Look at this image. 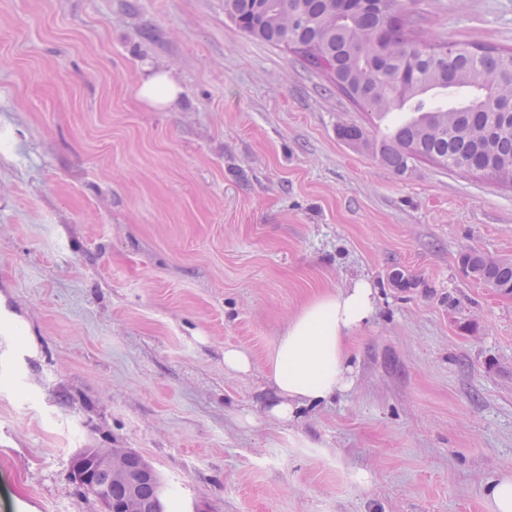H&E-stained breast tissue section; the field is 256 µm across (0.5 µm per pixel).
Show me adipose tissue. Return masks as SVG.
Returning <instances> with one entry per match:
<instances>
[{
  "label": "adipose tissue",
  "instance_id": "1",
  "mask_svg": "<svg viewBox=\"0 0 512 512\" xmlns=\"http://www.w3.org/2000/svg\"><path fill=\"white\" fill-rule=\"evenodd\" d=\"M180 94V86L164 69H150L139 87L141 99L157 110L171 107ZM374 312V291L365 281L321 293L301 307L270 356L269 378L279 397L271 410L273 416L293 420L300 408L328 401L352 388L348 342Z\"/></svg>",
  "mask_w": 512,
  "mask_h": 512
}]
</instances>
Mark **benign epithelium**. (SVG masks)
Wrapping results in <instances>:
<instances>
[{"label": "benign epithelium", "mask_w": 512, "mask_h": 512, "mask_svg": "<svg viewBox=\"0 0 512 512\" xmlns=\"http://www.w3.org/2000/svg\"><path fill=\"white\" fill-rule=\"evenodd\" d=\"M134 455L136 452L129 448H92L88 453L73 458L72 477L90 495L101 502L104 512H142V504L136 492L137 485L141 480L156 479V472L143 458L140 459L139 470H130L129 459ZM101 472L110 480H121L128 484L130 493L121 508L114 506L112 495L102 488V482L98 478Z\"/></svg>", "instance_id": "1"}]
</instances>
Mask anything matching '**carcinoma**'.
<instances>
[{"label":"carcinoma","mask_w":512,"mask_h":512,"mask_svg":"<svg viewBox=\"0 0 512 512\" xmlns=\"http://www.w3.org/2000/svg\"><path fill=\"white\" fill-rule=\"evenodd\" d=\"M410 0H224L239 29L291 49L343 94L379 116L410 107L376 142L362 128L339 129L403 174L420 160L512 185V48L426 39ZM466 274L512 293V261L479 251L460 257Z\"/></svg>","instance_id":"obj_1"}]
</instances>
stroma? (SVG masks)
Segmentation results:
<instances>
[{"label":"stroma","mask_w":512,"mask_h":512,"mask_svg":"<svg viewBox=\"0 0 512 512\" xmlns=\"http://www.w3.org/2000/svg\"><path fill=\"white\" fill-rule=\"evenodd\" d=\"M431 38L512 48V0H415ZM182 93L156 110L147 67ZM353 104L224 0H0V512H103L70 476L129 448L169 512H490L512 470V188L405 174ZM409 287H400V280ZM367 281L352 389L269 415L310 298ZM248 351L247 374L224 350ZM479 251L460 256V263L466 274L478 283L504 294L512 293V261L495 259ZM253 367L251 356L238 348L224 350V369L231 373H247Z\"/></svg>","instance_id":"stroma-1"}]
</instances>
